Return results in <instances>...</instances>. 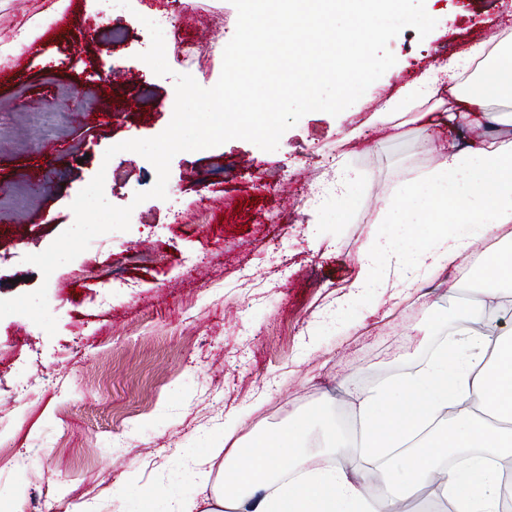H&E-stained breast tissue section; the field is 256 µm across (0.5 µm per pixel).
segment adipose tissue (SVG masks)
<instances>
[{
    "mask_svg": "<svg viewBox=\"0 0 512 512\" xmlns=\"http://www.w3.org/2000/svg\"><path fill=\"white\" fill-rule=\"evenodd\" d=\"M474 62L491 76L463 85L460 70ZM444 90L461 111L484 112L494 140L442 156L398 183L379 212L381 231L356 256L355 290L369 288L387 260L401 267L403 288H415L463 263L477 238L512 226V114L486 109L512 100V45H471L398 87L372 122L405 118ZM477 290L484 309L512 305V244L485 251ZM355 400L362 451L382 462L377 496L332 465L349 446L335 423L321 435L319 463L304 449L305 427L296 418L225 452L213 512H400L434 482L456 512H501L502 466L512 464V336L494 329L471 336L463 352L449 343L414 371L357 390Z\"/></svg>",
    "mask_w": 512,
    "mask_h": 512,
    "instance_id": "1",
    "label": "adipose tissue"
}]
</instances>
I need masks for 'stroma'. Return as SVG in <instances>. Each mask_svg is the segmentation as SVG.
Wrapping results in <instances>:
<instances>
[{"instance_id":"obj_1","label":"stroma","mask_w":512,"mask_h":512,"mask_svg":"<svg viewBox=\"0 0 512 512\" xmlns=\"http://www.w3.org/2000/svg\"><path fill=\"white\" fill-rule=\"evenodd\" d=\"M57 2L0 0V198L28 195L24 208L0 209V299L46 286L57 320L50 335L21 314L0 319V498L21 512H137L145 491L201 502L213 494L201 463L220 472L212 451L225 439L245 443L322 407L353 420L349 388L430 357L456 330L450 316L476 302L464 275L482 262V240L391 312L379 304L398 284L393 266L363 296L348 293L354 258L403 173L490 137L482 113L452 119L430 103L402 127L371 126V116L430 65L493 36L512 40V0H425L434 30L392 39L395 64L348 110L307 113L273 151L232 139L178 153L166 199L139 204L154 166L106 150L166 129L174 71L204 88L218 82L237 10L192 0L183 12L197 29L165 35L172 73L159 76L139 58L151 36L137 14L165 12L171 0H137L106 23L89 0L61 11ZM27 24L41 35L16 45ZM88 24L90 52L77 41ZM102 60L125 70L127 87L103 80ZM76 92L82 106L66 107ZM44 107L54 110L47 122L35 114ZM338 161L362 177L341 216L330 197H313ZM100 172L106 200L132 206L129 229L95 237L43 277L26 255L73 225L72 202ZM231 413L240 422L230 430Z\"/></svg>"}]
</instances>
